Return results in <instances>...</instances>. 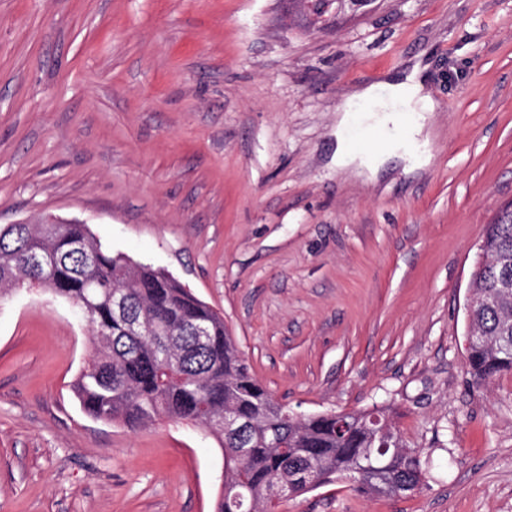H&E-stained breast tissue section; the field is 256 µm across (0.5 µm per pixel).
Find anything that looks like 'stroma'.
Instances as JSON below:
<instances>
[{"instance_id": "stroma-1", "label": "stroma", "mask_w": 512, "mask_h": 512, "mask_svg": "<svg viewBox=\"0 0 512 512\" xmlns=\"http://www.w3.org/2000/svg\"><path fill=\"white\" fill-rule=\"evenodd\" d=\"M416 166H336L339 106L413 64ZM512 201V0H0V226L83 222L224 318L298 415L387 407L453 460L412 495L337 481L277 512H512V375L465 366L477 247ZM89 328L0 296V512H214L224 455L167 418L89 417Z\"/></svg>"}]
</instances>
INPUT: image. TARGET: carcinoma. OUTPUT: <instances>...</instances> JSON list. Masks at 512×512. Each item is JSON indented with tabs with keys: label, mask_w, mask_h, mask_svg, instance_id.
<instances>
[{
	"label": "carcinoma",
	"mask_w": 512,
	"mask_h": 512,
	"mask_svg": "<svg viewBox=\"0 0 512 512\" xmlns=\"http://www.w3.org/2000/svg\"><path fill=\"white\" fill-rule=\"evenodd\" d=\"M486 271L473 282L477 293L497 292L502 255L512 261V216L489 225L484 236ZM44 249L49 262L27 265L29 252ZM36 283L88 310L93 356L75 382V394L96 420L132 429L158 418L205 428L219 441L228 470L217 512H276L271 490L290 483L289 496L315 490L296 472L313 470L319 486L346 480L366 497L394 498L420 488L432 471H450L403 440L385 408L298 416L276 402L257 380L224 327V317L170 274L114 255L84 224L57 220L0 227V291ZM127 294L128 314L154 337L128 330L127 317L112 312L111 290ZM208 327L205 343L193 325ZM468 324L481 336L466 349L473 383L512 373V295L496 306H476ZM232 408L252 423L246 446L224 437L215 421Z\"/></svg>",
	"instance_id": "1"
}]
</instances>
